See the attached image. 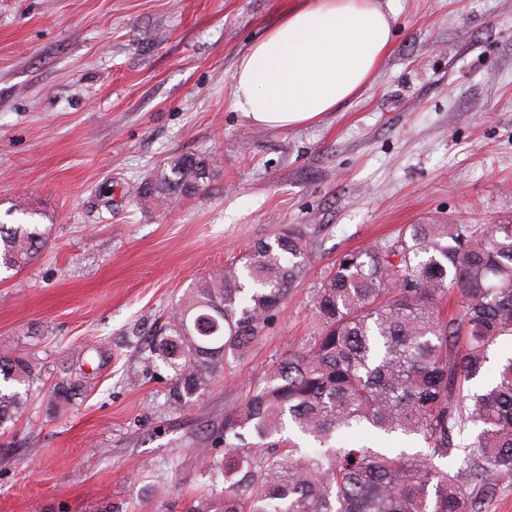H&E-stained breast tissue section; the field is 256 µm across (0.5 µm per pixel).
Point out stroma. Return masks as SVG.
<instances>
[{
    "label": "stroma",
    "instance_id": "obj_1",
    "mask_svg": "<svg viewBox=\"0 0 512 512\" xmlns=\"http://www.w3.org/2000/svg\"><path fill=\"white\" fill-rule=\"evenodd\" d=\"M304 0H0V222L47 227L0 272V352L34 371L0 429V512H185L207 436L317 330L341 253L407 224L512 219V0H401L373 81L318 122L231 107L240 55ZM218 173L163 212L140 183L173 154ZM285 224L310 274L247 357L179 407L149 343L175 301Z\"/></svg>",
    "mask_w": 512,
    "mask_h": 512
}]
</instances>
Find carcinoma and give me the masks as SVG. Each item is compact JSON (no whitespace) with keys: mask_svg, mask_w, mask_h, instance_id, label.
<instances>
[{"mask_svg":"<svg viewBox=\"0 0 512 512\" xmlns=\"http://www.w3.org/2000/svg\"><path fill=\"white\" fill-rule=\"evenodd\" d=\"M216 170L208 155H174L138 194L168 208L204 191ZM315 233L285 224L254 243L242 267L177 300L152 352L178 405L192 407L263 335L307 275ZM46 241L37 224L1 223L0 269L24 268ZM454 292L458 312L446 317L441 305ZM313 307L317 334L224 418V463L208 469L224 496L188 512H481L489 477H512V356L485 389L467 383L512 336V221L410 224L392 242L346 251L320 271ZM30 377L22 358L0 354V382ZM23 406L20 392L0 388V426ZM359 430L424 448L346 446ZM460 448L466 473L434 463Z\"/></svg>","mask_w":512,"mask_h":512,"instance_id":"1","label":"carcinoma"}]
</instances>
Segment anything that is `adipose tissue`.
Masks as SVG:
<instances>
[{"mask_svg": "<svg viewBox=\"0 0 512 512\" xmlns=\"http://www.w3.org/2000/svg\"><path fill=\"white\" fill-rule=\"evenodd\" d=\"M399 0H309L238 58L232 107L291 129L321 120L369 85L388 56Z\"/></svg>", "mask_w": 512, "mask_h": 512, "instance_id": "1", "label": "adipose tissue"}]
</instances>
